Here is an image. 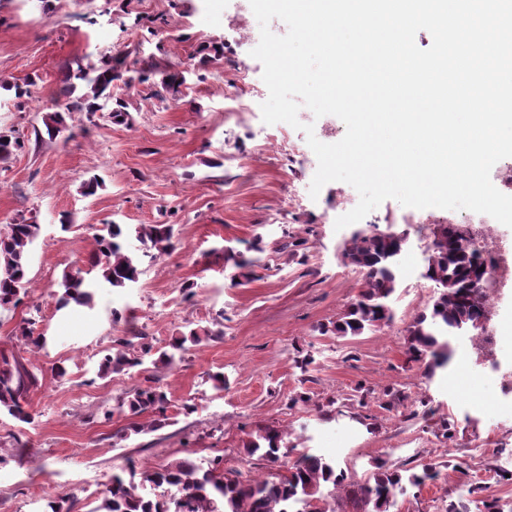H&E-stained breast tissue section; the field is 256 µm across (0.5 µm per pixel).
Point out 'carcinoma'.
<instances>
[{
	"mask_svg": "<svg viewBox=\"0 0 512 512\" xmlns=\"http://www.w3.org/2000/svg\"><path fill=\"white\" fill-rule=\"evenodd\" d=\"M126 58L113 57L104 65L77 66L68 71L64 84L53 102L54 111L48 112L43 124L49 137L57 136L65 127V112H86L90 115L102 109L100 101L112 100V83L122 80L127 86L143 82L144 77H124L122 67ZM86 88L81 96L74 95L76 82ZM24 148V141L11 131L0 132V162ZM42 227L34 220L14 221L0 228V309L15 308L28 294V263L32 246L40 237ZM449 241L431 244L426 258L423 277L434 283L436 292L432 302L407 326V354L413 362L423 366L427 378L436 371L448 367L452 351L449 337L459 332L471 331V339L482 337L484 331L475 329L487 314V304L474 287L473 278H481L482 271L475 252L467 245L453 243V231L443 228ZM173 225L105 224L93 237V247L86 264L63 272L59 287L58 306L65 308L72 303L90 306L96 289L105 285L123 290L139 281L145 259L155 260L168 255L174 248ZM261 238L244 253L233 248L224 249V267L232 270L236 283L253 278V268L260 265L258 254L263 252ZM405 244L401 232L391 231L384 236L372 228H362L360 233L349 235L343 242L342 260L359 268L363 273V289L359 298L349 305L333 323L332 332L338 336H359L365 330L390 324L394 313L390 305L398 282V257ZM35 321L23 319L16 327L15 335L26 342L29 351L38 353L46 345V338L34 332ZM210 337L193 330L190 336L176 338L170 349L164 350L151 361L154 374L145 378L147 385L133 393L117 398L116 404L103 411L104 422L112 421L114 414L133 419L116 436L127 438L130 433H141L161 426V417L167 411L168 399L158 386L156 373L174 368L188 350L186 342L194 345L202 337ZM147 355L152 346L136 343L130 338H119L99 362V372L119 373L143 365V359L131 355L134 349ZM42 368L24 358L14 349L0 346V411L23 422H30L25 411L30 391L43 385ZM145 413H155L159 418L149 425L134 421ZM258 457L272 465L288 457V441L285 435L273 427L259 429L256 434L242 441L234 459L243 462ZM286 473L270 472L253 477L237 469L224 470V457L214 458L203 467L194 460L183 458L161 471L141 472V483L155 487H170L180 494L167 500L146 498L137 492L134 478L113 473L104 491L101 512H336L328 499L336 498V490L346 480L344 472L325 459L315 455H302L293 463L284 465ZM439 477V471L425 465L414 473L409 483L420 487ZM403 489L402 477L395 471L380 470L373 480L359 488L361 512H389L395 491Z\"/></svg>",
	"mask_w": 512,
	"mask_h": 512,
	"instance_id": "obj_1",
	"label": "carcinoma"
}]
</instances>
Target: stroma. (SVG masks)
Masks as SVG:
<instances>
[{
	"mask_svg": "<svg viewBox=\"0 0 512 512\" xmlns=\"http://www.w3.org/2000/svg\"><path fill=\"white\" fill-rule=\"evenodd\" d=\"M245 0H0V130H13L24 149L0 163V225L36 216L42 233L30 259L29 295L0 309V343L14 339L21 319L47 338L39 362L47 374L32 394L24 423L0 412V512H30V501L63 498L72 512H94L100 496L81 481H109L128 462L158 469L181 458L205 463L239 446L263 426L287 429L289 460L311 453L346 475L336 512H353L354 494L378 465L402 476L432 465L438 480L407 487L390 512H445L449 501L485 512L498 499L512 512V481L500 458L512 455V394L500 372L512 371V287L502 290L487 325L496 342L478 350L468 336L452 340L447 368L425 378L407 355L406 327L432 299L419 247L430 244L448 212L406 224V207L385 200L363 225L407 230L391 326L355 337L328 333L359 295L360 270L344 265L334 228L345 185L309 188L318 167L306 137L285 123L264 124L267 97L255 41L241 37ZM127 54L137 67L158 64L148 80L114 96L131 119L106 112L66 115L67 134L43 135V117L67 69ZM182 77L165 100L152 98L167 74ZM35 80L33 97L13 87ZM255 109L224 113L226 95ZM103 185L92 196L91 177ZM73 225L61 231L60 218ZM170 224L174 251L146 264L131 288L100 290L93 309H58L64 270L81 265L92 236L108 223ZM262 238L264 264L253 280L232 285L224 249L246 250ZM207 328L214 339L185 352L160 374L170 407L154 431L115 438L123 416L103 422V409L142 385L140 373L100 375L113 342L132 334L164 347L171 337ZM310 356L308 372L296 362ZM67 374L57 378L53 365ZM224 373L226 391L211 374ZM308 393V404L288 407ZM195 404L184 414V401ZM391 409H383V402Z\"/></svg>",
	"mask_w": 512,
	"mask_h": 512,
	"instance_id": "obj_1",
	"label": "stroma"
}]
</instances>
